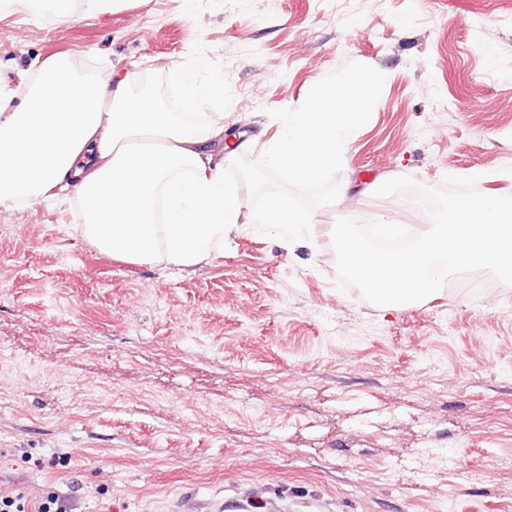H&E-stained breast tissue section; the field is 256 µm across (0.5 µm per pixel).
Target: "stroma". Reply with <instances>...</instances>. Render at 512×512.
Instances as JSON below:
<instances>
[{
    "mask_svg": "<svg viewBox=\"0 0 512 512\" xmlns=\"http://www.w3.org/2000/svg\"><path fill=\"white\" fill-rule=\"evenodd\" d=\"M59 53L148 80L224 75V143L277 136L349 61L384 73L336 177L428 188L512 165V0H117L0 14V82ZM293 243L245 224L192 267L128 263L78 205L0 211V493L67 512H512V285L384 308L340 288L338 218Z\"/></svg>",
    "mask_w": 512,
    "mask_h": 512,
    "instance_id": "obj_1",
    "label": "stroma"
}]
</instances>
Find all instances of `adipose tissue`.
I'll return each mask as SVG.
<instances>
[{
  "instance_id": "obj_1",
  "label": "adipose tissue",
  "mask_w": 512,
  "mask_h": 512,
  "mask_svg": "<svg viewBox=\"0 0 512 512\" xmlns=\"http://www.w3.org/2000/svg\"><path fill=\"white\" fill-rule=\"evenodd\" d=\"M169 111L127 76L52 56L0 85V207L57 204L74 190L87 242L129 263L189 267L224 247L245 202L210 144L224 135V79H183ZM213 104L205 119L187 111Z\"/></svg>"
}]
</instances>
